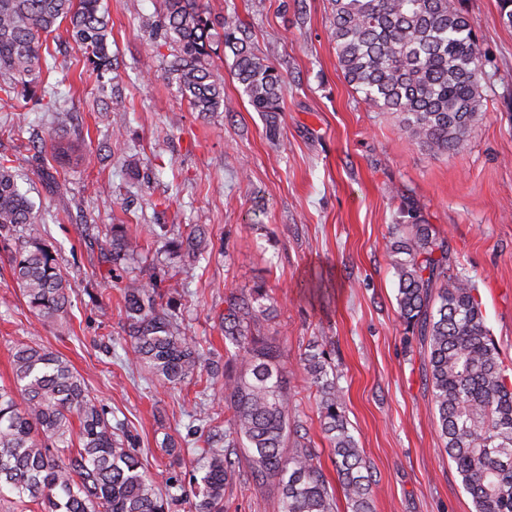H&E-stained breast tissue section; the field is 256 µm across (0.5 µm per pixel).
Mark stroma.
Instances as JSON below:
<instances>
[{
  "label": "stroma",
  "mask_w": 512,
  "mask_h": 512,
  "mask_svg": "<svg viewBox=\"0 0 512 512\" xmlns=\"http://www.w3.org/2000/svg\"><path fill=\"white\" fill-rule=\"evenodd\" d=\"M213 18H239L256 53L286 77L283 109L267 120L242 96L221 38L212 72L231 110L202 115L167 74L170 43L141 29L162 0H102L112 25V72L97 77L68 36L50 45L52 108L17 96L0 111V161H9L32 216L72 285L66 313L38 322L10 269L18 240H0V385L12 352L35 343L62 355L123 422L157 484L197 472L187 436L200 407L219 412L204 383L170 387L131 363V342L107 257L113 227L136 244L125 273L157 282L183 327L224 355L217 317L230 292L264 284L276 316L261 330L281 345L293 415L308 429L336 498L350 512L320 427L302 359L326 349L346 417L372 474L373 512H475L443 449L425 382L427 353L401 320L388 245L397 225H431L454 268L474 282L486 327L512 378V28L499 0H453L474 20L485 119L463 149L433 155L398 120L368 108L344 80L330 37L331 0H205ZM76 155L57 164L53 108ZM202 227L211 253L177 270L165 251ZM329 281L325 296L312 274ZM171 437L179 451L161 443ZM226 512H283L274 486L245 480Z\"/></svg>",
  "instance_id": "obj_1"
}]
</instances>
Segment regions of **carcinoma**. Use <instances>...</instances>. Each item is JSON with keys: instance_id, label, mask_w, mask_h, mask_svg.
I'll use <instances>...</instances> for the list:
<instances>
[{"instance_id": "1", "label": "carcinoma", "mask_w": 512, "mask_h": 512, "mask_svg": "<svg viewBox=\"0 0 512 512\" xmlns=\"http://www.w3.org/2000/svg\"><path fill=\"white\" fill-rule=\"evenodd\" d=\"M64 22L92 70L112 72V28L101 0H0V109L12 103L19 84L45 91L52 67L42 64V53ZM220 25L249 104L269 115L282 111L284 75L240 36L237 19L227 16ZM141 28L176 47L170 73L192 110L230 109L224 84L210 71L214 22L202 0H165ZM330 35L347 84L372 110L393 114L428 152H459L482 124L484 73L474 22L452 0H331ZM30 223L31 203L16 172L0 162V237L28 225V240L11 258L12 275L38 320L53 323L69 303L71 283ZM207 250L205 237L194 232L170 245L185 267ZM133 253L129 238L112 233V271ZM389 253L400 317L429 350L425 377L445 451L476 512H512V379L488 334L476 288L468 276L452 273L448 243L428 224L405 225ZM117 288L134 359L156 379L172 386L204 375L212 384L224 380V390L213 394L224 402V426L205 412L189 430L202 472L189 512H224L225 488L243 462L246 479L276 485L284 512H335L317 449L290 413L283 352L258 328L275 312L264 286L226 298L219 316L222 367L180 328L157 284L128 277ZM12 364L13 385L0 388V490L42 512H168L136 449L63 356L20 343ZM303 366L319 395L321 428L351 512H372L371 475L363 473L366 463L325 352L306 354Z\"/></svg>"}]
</instances>
